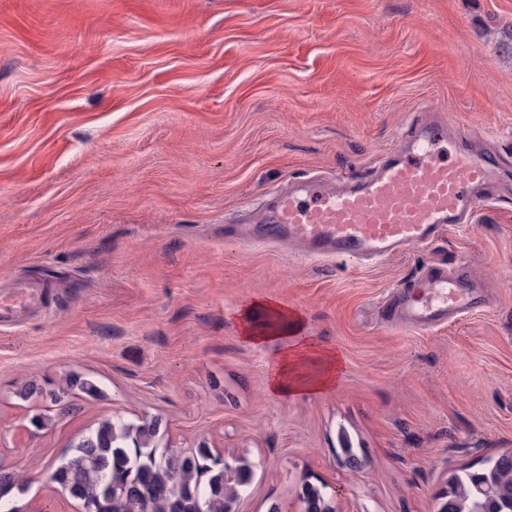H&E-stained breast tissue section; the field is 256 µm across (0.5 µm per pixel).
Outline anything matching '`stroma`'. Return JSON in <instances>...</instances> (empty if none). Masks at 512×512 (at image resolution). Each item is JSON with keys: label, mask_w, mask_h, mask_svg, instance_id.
<instances>
[{"label": "stroma", "mask_w": 512, "mask_h": 512, "mask_svg": "<svg viewBox=\"0 0 512 512\" xmlns=\"http://www.w3.org/2000/svg\"><path fill=\"white\" fill-rule=\"evenodd\" d=\"M420 109L512 185V0H0V291L55 290L0 333L23 512H84L47 475L111 415L246 459L237 512H302L306 477L334 512H437L453 473L512 450V193L383 263L263 244L276 192L366 169ZM434 259L475 266L491 308L387 327L390 292ZM257 299L341 352L335 387L271 393L279 345L237 324ZM71 373L103 396L32 428L17 389Z\"/></svg>", "instance_id": "35a3bbf8"}]
</instances>
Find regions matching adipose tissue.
<instances>
[{"mask_svg":"<svg viewBox=\"0 0 512 512\" xmlns=\"http://www.w3.org/2000/svg\"><path fill=\"white\" fill-rule=\"evenodd\" d=\"M244 340L254 345L280 342L271 375V391L278 396L318 394L331 388L340 369L335 348L304 336L305 321L296 310L270 301H256L238 317Z\"/></svg>","mask_w":512,"mask_h":512,"instance_id":"obj_1","label":"adipose tissue"}]
</instances>
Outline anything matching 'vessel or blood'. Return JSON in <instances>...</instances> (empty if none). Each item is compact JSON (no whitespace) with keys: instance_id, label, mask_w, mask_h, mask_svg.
Instances as JSON below:
<instances>
[{"instance_id":"obj_1","label":"vessel or blood","mask_w":512,"mask_h":512,"mask_svg":"<svg viewBox=\"0 0 512 512\" xmlns=\"http://www.w3.org/2000/svg\"><path fill=\"white\" fill-rule=\"evenodd\" d=\"M448 123L413 114L403 143L365 173L334 185L308 178L281 196L272 215L275 239L298 240L311 259L382 262L406 249L438 241L452 227L472 223L495 187L497 162L457 144L451 162ZM44 290L21 286L0 297V327L18 325L39 309ZM482 288L467 274L432 261L396 292L388 323L420 330L444 328L483 311Z\"/></svg>"}]
</instances>
